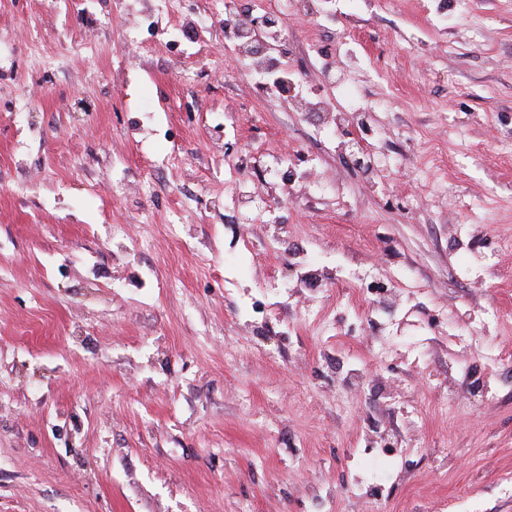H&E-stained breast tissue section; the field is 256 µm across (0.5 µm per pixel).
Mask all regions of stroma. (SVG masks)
Here are the masks:
<instances>
[{
    "label": "stroma",
    "instance_id": "stroma-1",
    "mask_svg": "<svg viewBox=\"0 0 512 512\" xmlns=\"http://www.w3.org/2000/svg\"><path fill=\"white\" fill-rule=\"evenodd\" d=\"M279 9L0 0V512H512V0Z\"/></svg>",
    "mask_w": 512,
    "mask_h": 512
}]
</instances>
